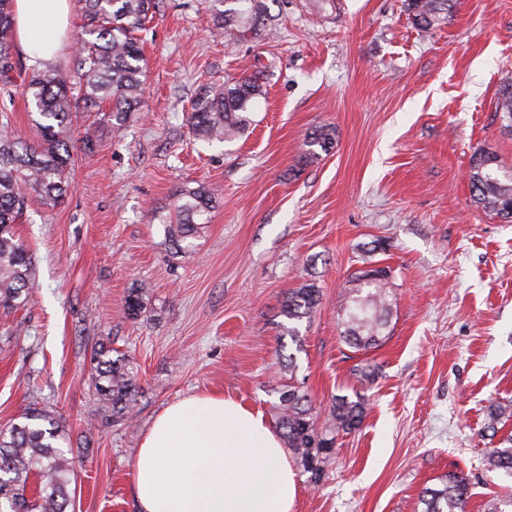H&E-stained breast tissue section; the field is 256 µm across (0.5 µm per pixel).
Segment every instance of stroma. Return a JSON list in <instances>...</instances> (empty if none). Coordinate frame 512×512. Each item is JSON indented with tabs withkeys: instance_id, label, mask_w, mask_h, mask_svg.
<instances>
[{
	"instance_id": "obj_1",
	"label": "stroma",
	"mask_w": 512,
	"mask_h": 512,
	"mask_svg": "<svg viewBox=\"0 0 512 512\" xmlns=\"http://www.w3.org/2000/svg\"><path fill=\"white\" fill-rule=\"evenodd\" d=\"M266 0L274 35L215 34V0H157L140 36L146 85L113 132L79 115L70 188L32 204L14 227L33 258V299L0 310V430L32 405L56 411L74 461V512H138L134 467L153 420L196 393L221 392L275 423L276 383L308 393L317 421L376 372L367 416L339 435L319 480L298 472L292 512H421L419 493L465 474L468 512H486L512 477L483 459L512 435L486 428L512 398V222L476 209L471 155L512 167L495 113L512 71V0H454L434 31L406 0ZM259 74L245 133L196 140L192 102ZM331 126L329 151L306 139ZM216 197L192 247L174 253L161 221L183 187ZM389 267L380 345L342 339L354 272ZM315 283L314 314L289 335L288 292ZM147 285L130 315L132 288ZM124 354L140 386L133 417L113 422L92 382L99 343Z\"/></svg>"
}]
</instances>
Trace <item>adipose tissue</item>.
<instances>
[{"label": "adipose tissue", "instance_id": "obj_1", "mask_svg": "<svg viewBox=\"0 0 512 512\" xmlns=\"http://www.w3.org/2000/svg\"><path fill=\"white\" fill-rule=\"evenodd\" d=\"M14 35L31 64L62 45L71 0H13ZM296 477L261 411L218 392L168 406L137 456L140 512H291Z\"/></svg>", "mask_w": 512, "mask_h": 512}]
</instances>
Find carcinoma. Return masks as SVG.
Returning <instances> with one entry per match:
<instances>
[{
  "mask_svg": "<svg viewBox=\"0 0 512 512\" xmlns=\"http://www.w3.org/2000/svg\"><path fill=\"white\" fill-rule=\"evenodd\" d=\"M11 0H0V94L8 96L17 82L24 90L39 120L34 132L20 135L0 124V308L17 309L32 298L31 255L16 237L13 225L34 201L56 205L66 192V174L72 151L73 119L79 112H97L110 106L112 129L120 131L129 114L138 111L145 81L141 65V39L156 0H78L84 26L76 38V65L65 71L41 63L15 78L8 65L13 53ZM224 9L215 12L214 29L236 32L245 38L261 29H274L266 0H216ZM451 0H408L407 8L415 26L429 31L447 19ZM262 89L255 76H244L212 88L192 106L188 122L193 136L203 142H223L245 131L253 100ZM495 111L503 130L512 134V76L502 77L497 89ZM335 130L322 127L307 138V145L326 151L333 146ZM469 183L473 202L483 211L512 221V167L500 163L485 149L471 156ZM214 193L201 187L183 188L172 216L163 220L166 241L175 252L188 249L191 239L207 223L214 208ZM390 271L385 267L363 270L344 297L345 330L342 338L356 350L379 345L386 324ZM315 283H303L288 292L282 307L290 321L310 317L320 305ZM93 379L101 406L112 412V420L131 417L139 384L123 356H112V348L98 345L93 356ZM280 434L303 470L317 480L322 467L333 455L339 434L358 429L366 417V399L355 393L335 397L328 422L319 427L307 395L292 384L274 388ZM490 424L512 419V400L497 401L489 410ZM62 428L55 412L34 407L22 414V422L0 431V512H68L72 504L69 485L75 478L74 461L55 441ZM508 446L494 448L486 457L490 471L512 476V437ZM36 496L26 497L31 481ZM467 479L452 473L442 487L421 491L423 512H467L470 499Z\"/></svg>",
  "mask_w": 512,
  "mask_h": 512,
  "instance_id": "cac0c4a2",
  "label": "carcinoma"
}]
</instances>
